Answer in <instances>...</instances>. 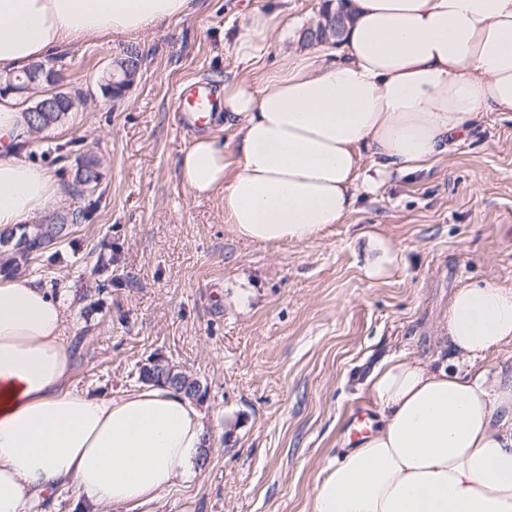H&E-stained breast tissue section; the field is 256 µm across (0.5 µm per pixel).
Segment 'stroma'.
I'll return each mask as SVG.
<instances>
[{"label": "stroma", "mask_w": 512, "mask_h": 512, "mask_svg": "<svg viewBox=\"0 0 512 512\" xmlns=\"http://www.w3.org/2000/svg\"><path fill=\"white\" fill-rule=\"evenodd\" d=\"M324 0H193L136 39L145 55L124 98L103 84L127 47L77 41L57 55L79 106L38 133L31 161L60 184L94 156L97 190L48 209L86 212L34 274L65 303L77 340L73 385L119 395L159 356L202 387L209 436L192 475L129 512H309L321 469L350 447L348 417L374 409L367 378L404 357L460 367L444 324L465 283L512 286V117L490 112L426 170L360 193L343 223L307 244L238 239L222 197L181 181L196 134L230 142L221 113L202 131L178 121L183 85L222 86L276 69L321 17ZM281 12L252 67L233 47L249 15Z\"/></svg>", "instance_id": "1"}]
</instances>
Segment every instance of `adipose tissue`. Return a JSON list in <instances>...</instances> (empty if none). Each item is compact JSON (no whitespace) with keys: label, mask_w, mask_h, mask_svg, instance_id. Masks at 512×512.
Returning <instances> with one entry per match:
<instances>
[{"label":"adipose tissue","mask_w":512,"mask_h":512,"mask_svg":"<svg viewBox=\"0 0 512 512\" xmlns=\"http://www.w3.org/2000/svg\"><path fill=\"white\" fill-rule=\"evenodd\" d=\"M192 0H0V67L19 72L77 39L138 37ZM338 56L289 53L257 82H225L232 147L199 137L180 159L197 195L222 192L237 238L306 244L359 192L427 167L486 112H512V0H347ZM275 15L253 13L234 51L258 59ZM29 136L0 95V229L33 220L57 192L21 154ZM64 305L32 277L0 275V512L73 485L84 512L155 500L206 442L202 414L173 389L97 396L72 384ZM463 368L397 357L368 378L369 438L329 461L311 512H512V375L488 354L512 344V286L466 283L448 304Z\"/></svg>","instance_id":"obj_1"}]
</instances>
